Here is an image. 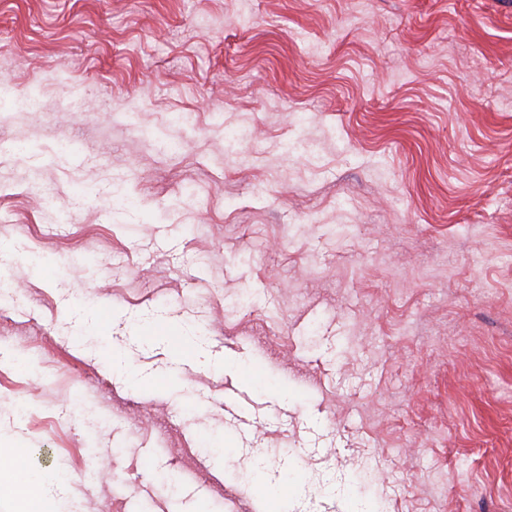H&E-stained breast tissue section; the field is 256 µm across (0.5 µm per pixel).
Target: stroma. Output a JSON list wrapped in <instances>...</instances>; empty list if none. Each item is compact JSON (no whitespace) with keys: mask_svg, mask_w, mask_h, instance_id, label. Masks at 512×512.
I'll return each instance as SVG.
<instances>
[{"mask_svg":"<svg viewBox=\"0 0 512 512\" xmlns=\"http://www.w3.org/2000/svg\"><path fill=\"white\" fill-rule=\"evenodd\" d=\"M0 144V449L60 512H512V0H0Z\"/></svg>","mask_w":512,"mask_h":512,"instance_id":"35a3bbf8","label":"stroma"}]
</instances>
